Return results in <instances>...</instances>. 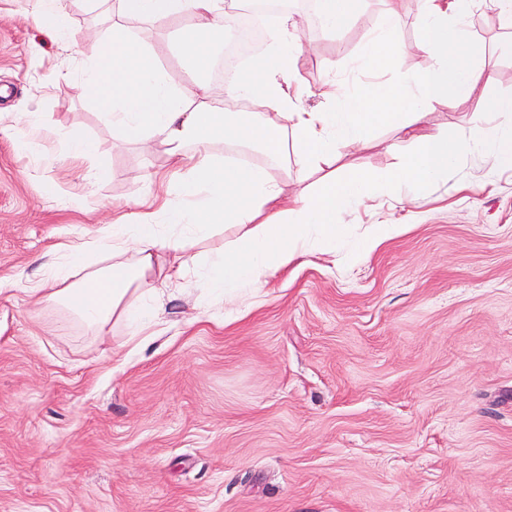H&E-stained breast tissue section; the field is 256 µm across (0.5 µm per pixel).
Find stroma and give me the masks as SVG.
I'll return each instance as SVG.
<instances>
[{"label":"stroma","mask_w":512,"mask_h":512,"mask_svg":"<svg viewBox=\"0 0 512 512\" xmlns=\"http://www.w3.org/2000/svg\"><path fill=\"white\" fill-rule=\"evenodd\" d=\"M299 79L308 109L341 54L358 56L380 7L336 34L307 0ZM72 48L39 30L26 0H0V512H512V169L485 155L449 169L418 207L381 198L353 232L393 213L406 224L368 260L289 267L260 305L226 316L199 290L165 297L166 330L118 362L115 325L94 339L61 308L22 294L54 244L135 211L145 176L167 171L113 129L85 71L109 21L72 0ZM167 79L187 87L178 38L126 20ZM470 62L494 71L435 128L483 132L485 102L512 97V28L492 0L468 21ZM417 52L344 85L400 82ZM21 112L35 113L38 136ZM89 142L82 157L71 139ZM408 147L377 128L338 166L381 172Z\"/></svg>","instance_id":"stroma-1"}]
</instances>
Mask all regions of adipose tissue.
I'll return each instance as SVG.
<instances>
[{
    "label": "adipose tissue",
    "instance_id": "obj_1",
    "mask_svg": "<svg viewBox=\"0 0 512 512\" xmlns=\"http://www.w3.org/2000/svg\"><path fill=\"white\" fill-rule=\"evenodd\" d=\"M473 0H416L421 36L406 41L400 27L401 0H382L378 26L366 37L356 60L379 70L403 53L420 50L428 67L405 77L401 86L372 83L351 93L335 75L319 89L327 108L303 105L310 91L297 78L303 51L300 22L279 16L269 35L270 49L253 58L248 70L227 90L240 98H262V112H226L209 88L193 91L169 85L146 48L132 41L122 20L136 17L170 23L188 20L181 56L194 72L205 71L223 0H116L119 22L97 41L88 80L112 107L115 130L126 139L166 148L179 174L177 198L147 195L141 212L114 209L98 236L66 240L48 254L38 272L23 283L30 297L62 307L93 336L115 324L132 333L112 350L124 359L148 345L164 324L168 287L195 276L214 306L254 304L269 279L294 262L349 244V256L362 261L404 225L387 218L350 237L347 218L379 197L418 205L420 194L449 168L470 157H494L512 168V97L487 100L481 135L463 131L448 137L429 126V105L471 95L479 81L468 66L467 18ZM381 126L409 133L414 147L399 154L382 173L348 168L329 174L315 191L294 190L292 167L334 165L340 147L367 144ZM251 149L265 164L253 167L222 162L221 153ZM223 233L224 246L201 260H183L165 269L162 252L182 253L184 244Z\"/></svg>",
    "mask_w": 512,
    "mask_h": 512
}]
</instances>
